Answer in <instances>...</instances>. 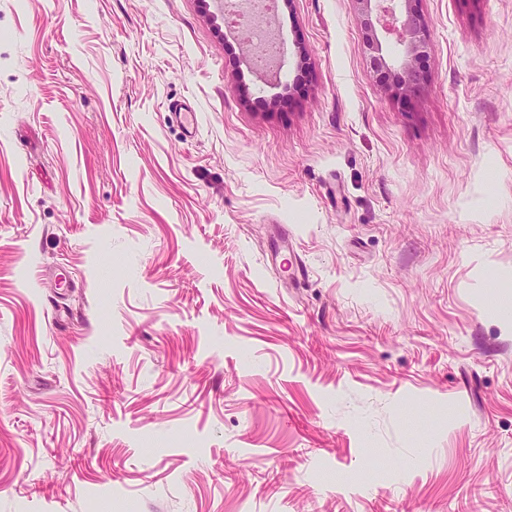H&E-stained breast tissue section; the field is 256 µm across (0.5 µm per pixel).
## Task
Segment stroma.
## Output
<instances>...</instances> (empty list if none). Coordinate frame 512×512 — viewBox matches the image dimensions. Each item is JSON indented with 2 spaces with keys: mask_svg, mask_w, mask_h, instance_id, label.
I'll return each mask as SVG.
<instances>
[{
  "mask_svg": "<svg viewBox=\"0 0 512 512\" xmlns=\"http://www.w3.org/2000/svg\"><path fill=\"white\" fill-rule=\"evenodd\" d=\"M0 0V512H512V0ZM194 110L176 118L173 105ZM365 31L364 54L376 81L404 99L425 79L426 25L415 0H352ZM247 36L256 46L253 65L256 68L274 67L281 54V44L275 32L262 22L253 21L247 27Z\"/></svg>",
  "mask_w": 512,
  "mask_h": 512,
  "instance_id": "1",
  "label": "stroma"
}]
</instances>
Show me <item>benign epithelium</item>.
Returning a JSON list of instances; mask_svg holds the SVG:
<instances>
[{
    "instance_id": "obj_1",
    "label": "benign epithelium",
    "mask_w": 512,
    "mask_h": 512,
    "mask_svg": "<svg viewBox=\"0 0 512 512\" xmlns=\"http://www.w3.org/2000/svg\"><path fill=\"white\" fill-rule=\"evenodd\" d=\"M365 31L364 54L376 81L407 99L425 79L426 25L415 0H352Z\"/></svg>"
}]
</instances>
